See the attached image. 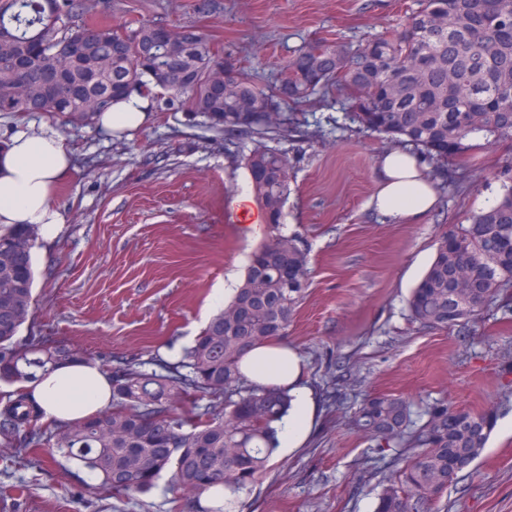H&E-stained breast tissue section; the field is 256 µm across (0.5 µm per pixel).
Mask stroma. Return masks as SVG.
<instances>
[{
    "mask_svg": "<svg viewBox=\"0 0 512 512\" xmlns=\"http://www.w3.org/2000/svg\"><path fill=\"white\" fill-rule=\"evenodd\" d=\"M113 24L192 25L254 81L284 72L294 50L315 40L364 41L404 22L415 0H84ZM327 101L298 120L325 138L289 133L291 194L280 225L253 232L236 205L249 172L201 115L158 112L148 128L110 137L94 125L49 114L29 117L73 149L71 173L53 199L65 217L59 237L36 243L28 320L16 341L72 350L107 371L156 360L176 362L216 307L214 288H237L262 238L298 236L308 287L284 338L304 366L318 413L307 438L277 454L236 512H373L392 448H374L350 425L366 393L404 397L422 409L437 400L497 423L475 467L449 487L441 512H512V315L491 302L466 329L422 330L407 301L438 240L465 215L494 201L512 178V143L472 150L449 171L459 185L439 190V206L418 224H394L369 201L376 159L394 141L341 125ZM335 390L334 409L323 403ZM160 479L149 494L98 489L86 472L40 450L0 444V512H170Z\"/></svg>",
    "mask_w": 512,
    "mask_h": 512,
    "instance_id": "stroma-1",
    "label": "stroma"
}]
</instances>
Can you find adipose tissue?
Segmentation results:
<instances>
[{
    "label": "adipose tissue",
    "mask_w": 512,
    "mask_h": 512,
    "mask_svg": "<svg viewBox=\"0 0 512 512\" xmlns=\"http://www.w3.org/2000/svg\"><path fill=\"white\" fill-rule=\"evenodd\" d=\"M151 119L149 98L135 94L100 113L96 127L106 135H120L145 128ZM72 163V151L57 130L47 127L35 134L17 125L0 145V234L31 224L42 240H55L65 219L52 199ZM376 167L379 188L369 205L378 213L412 224L435 207L436 191L419 155L386 151L379 154ZM242 369L252 380L288 388L293 401L279 434L280 446L289 451L299 447L314 422L316 403L297 354L282 344H266L243 357ZM111 383L104 368L72 362L38 373L22 390L47 421L65 424L108 409Z\"/></svg>",
    "instance_id": "obj_1"
}]
</instances>
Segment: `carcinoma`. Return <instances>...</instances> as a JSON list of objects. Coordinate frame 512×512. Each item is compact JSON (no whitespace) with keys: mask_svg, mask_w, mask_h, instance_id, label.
Masks as SVG:
<instances>
[{"mask_svg":"<svg viewBox=\"0 0 512 512\" xmlns=\"http://www.w3.org/2000/svg\"><path fill=\"white\" fill-rule=\"evenodd\" d=\"M35 45L40 61L29 56ZM134 93L162 111L182 102L216 132L249 140L241 163L267 223L279 224L290 167L273 142L288 136L298 108L336 100L349 123L440 162L433 176L444 182L447 161L475 142L512 140V0H418L401 26L364 43L304 44L268 88L238 73L192 25L143 22L128 31L94 20L80 0H0L1 115L92 124ZM34 241L30 226L0 234V381L11 384L82 361L45 345L13 347L31 305ZM309 274L297 237L265 239L183 360L113 371L112 407L57 429L40 425L38 409L17 391L0 408V435L8 444L25 429L22 450L44 448L115 493L147 494L167 474L173 512H232L267 473L291 407L286 387L249 380L241 360L288 333ZM494 299L512 310L511 181L493 205L441 237L408 307L419 327L451 330ZM190 399L191 413L177 411ZM494 420L445 400L414 411L401 396H366L352 417L356 430L379 448L402 449L374 512H429L458 479V464L479 458ZM214 494L223 505H210Z\"/></svg>","mask_w":512,"mask_h":512,"instance_id":"carcinoma-1","label":"carcinoma"}]
</instances>
